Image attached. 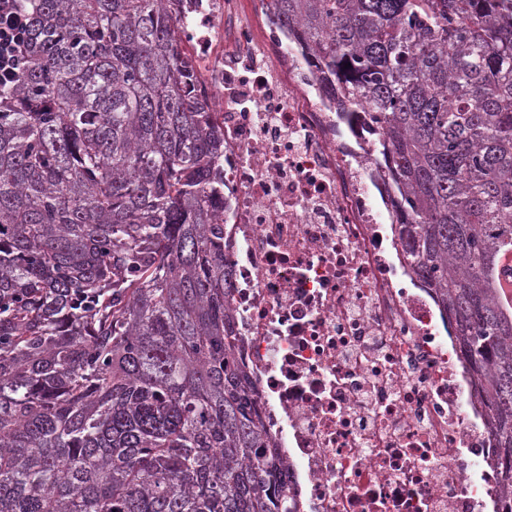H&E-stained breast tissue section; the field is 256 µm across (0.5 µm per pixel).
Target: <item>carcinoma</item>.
Wrapping results in <instances>:
<instances>
[{
    "instance_id": "1",
    "label": "carcinoma",
    "mask_w": 512,
    "mask_h": 512,
    "mask_svg": "<svg viewBox=\"0 0 512 512\" xmlns=\"http://www.w3.org/2000/svg\"><path fill=\"white\" fill-rule=\"evenodd\" d=\"M0 91V512H295L236 357L224 138L165 0H25ZM367 108L512 461V0H277Z\"/></svg>"
}]
</instances>
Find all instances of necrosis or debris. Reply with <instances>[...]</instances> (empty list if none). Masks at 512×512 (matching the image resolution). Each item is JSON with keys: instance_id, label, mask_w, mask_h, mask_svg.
I'll return each mask as SVG.
<instances>
[{"instance_id": "necrosis-or-debris-1", "label": "necrosis or debris", "mask_w": 512, "mask_h": 512, "mask_svg": "<svg viewBox=\"0 0 512 512\" xmlns=\"http://www.w3.org/2000/svg\"><path fill=\"white\" fill-rule=\"evenodd\" d=\"M168 0L224 136V262L239 358L297 512H512L470 358L408 272L374 164L260 0Z\"/></svg>"}]
</instances>
